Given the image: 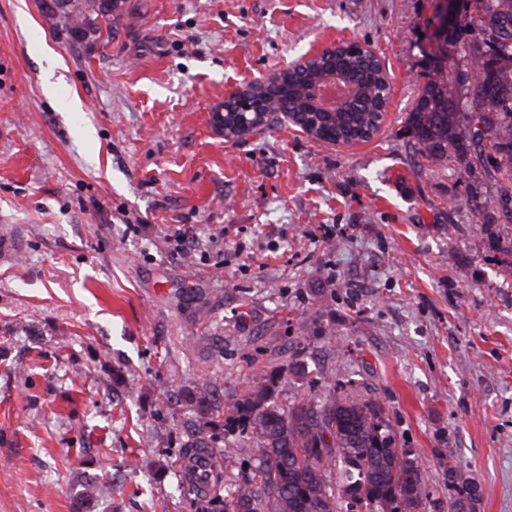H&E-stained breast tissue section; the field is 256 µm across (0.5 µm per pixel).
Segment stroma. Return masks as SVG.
Listing matches in <instances>:
<instances>
[{
  "mask_svg": "<svg viewBox=\"0 0 512 512\" xmlns=\"http://www.w3.org/2000/svg\"><path fill=\"white\" fill-rule=\"evenodd\" d=\"M122 2L76 32L0 0V512H79L87 480L110 488L90 512H196L186 388L230 409L293 344L381 405L428 512L467 480L512 512V223L483 221L512 200L414 168L404 123L434 0ZM351 40L391 77L372 139L216 133L224 99ZM253 446L215 432L225 481Z\"/></svg>",
  "mask_w": 512,
  "mask_h": 512,
  "instance_id": "35a3bbf8",
  "label": "stroma"
}]
</instances>
